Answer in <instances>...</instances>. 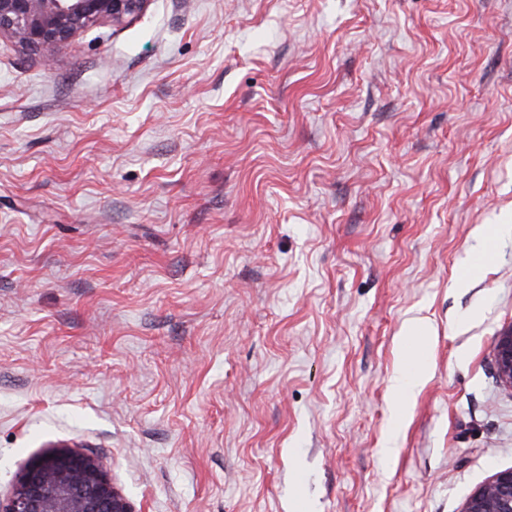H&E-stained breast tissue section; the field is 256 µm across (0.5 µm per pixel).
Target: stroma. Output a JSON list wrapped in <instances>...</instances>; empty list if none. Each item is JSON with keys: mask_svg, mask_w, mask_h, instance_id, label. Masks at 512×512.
<instances>
[{"mask_svg": "<svg viewBox=\"0 0 512 512\" xmlns=\"http://www.w3.org/2000/svg\"><path fill=\"white\" fill-rule=\"evenodd\" d=\"M511 327L512 0L0 39L1 495L69 444L136 512H461L512 468ZM494 361L498 378L503 384L512 388V328L496 336ZM420 371L418 360L409 359L407 365L395 376L393 380L394 399L392 405L395 410L402 411L409 400V393L406 389L408 382L418 384L420 379L417 374Z\"/></svg>", "mask_w": 512, "mask_h": 512, "instance_id": "stroma-1", "label": "stroma"}]
</instances>
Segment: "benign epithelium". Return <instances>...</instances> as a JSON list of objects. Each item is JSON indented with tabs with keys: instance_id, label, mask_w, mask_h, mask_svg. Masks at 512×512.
<instances>
[{
	"instance_id": "benign-epithelium-1",
	"label": "benign epithelium",
	"mask_w": 512,
	"mask_h": 512,
	"mask_svg": "<svg viewBox=\"0 0 512 512\" xmlns=\"http://www.w3.org/2000/svg\"><path fill=\"white\" fill-rule=\"evenodd\" d=\"M148 0H0V37L51 59L87 25L122 22ZM500 381L512 388V328L494 342ZM0 512H136L96 456L76 445L55 446L18 473ZM462 512H512V468L492 474L467 499Z\"/></svg>"
}]
</instances>
